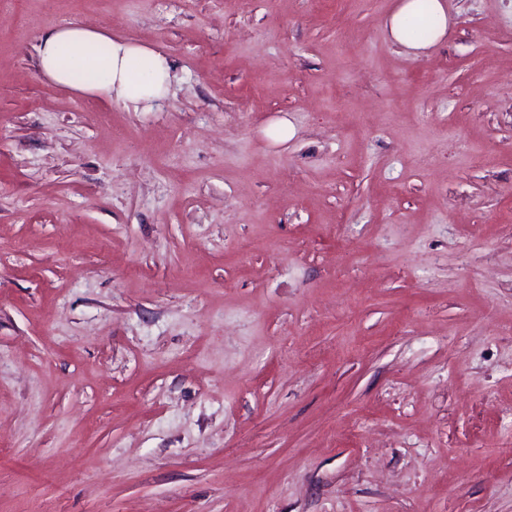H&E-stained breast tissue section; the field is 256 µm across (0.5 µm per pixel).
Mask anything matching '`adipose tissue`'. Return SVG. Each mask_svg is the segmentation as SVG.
Here are the masks:
<instances>
[{
    "label": "adipose tissue",
    "instance_id": "adipose-tissue-1",
    "mask_svg": "<svg viewBox=\"0 0 512 512\" xmlns=\"http://www.w3.org/2000/svg\"><path fill=\"white\" fill-rule=\"evenodd\" d=\"M428 23L427 38L410 35V24ZM385 28L388 37L413 55L424 54L448 35L447 0H396ZM107 52L90 57L91 46ZM42 74L57 86L83 96H107L132 103L163 99L170 83V65L146 45L112 37L103 27L66 24L47 31L38 48Z\"/></svg>",
    "mask_w": 512,
    "mask_h": 512
}]
</instances>
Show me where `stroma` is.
Wrapping results in <instances>:
<instances>
[{"mask_svg":"<svg viewBox=\"0 0 512 512\" xmlns=\"http://www.w3.org/2000/svg\"><path fill=\"white\" fill-rule=\"evenodd\" d=\"M393 5L0 0V512H512V0ZM417 22L429 23L430 34L426 39L410 35V24ZM385 28L394 43L408 49L415 57L420 56L448 37V2L397 0L386 20ZM96 49L91 58L88 49ZM102 56V57H100ZM42 74L57 86L83 96H107L132 103L163 99L170 83V65L146 45L113 38L104 27L66 24L47 31L38 48Z\"/></svg>","mask_w":512,"mask_h":512,"instance_id":"1","label":"stroma"}]
</instances>
